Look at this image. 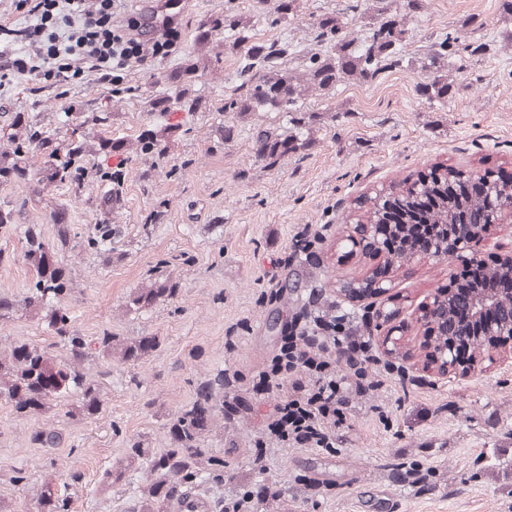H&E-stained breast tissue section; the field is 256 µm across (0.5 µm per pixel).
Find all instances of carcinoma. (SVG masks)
I'll use <instances>...</instances> for the list:
<instances>
[{
  "instance_id": "carcinoma-1",
  "label": "carcinoma",
  "mask_w": 512,
  "mask_h": 512,
  "mask_svg": "<svg viewBox=\"0 0 512 512\" xmlns=\"http://www.w3.org/2000/svg\"><path fill=\"white\" fill-rule=\"evenodd\" d=\"M302 0H279L278 23L297 15ZM228 31L239 48L240 66L250 70L259 66L265 74L252 86L245 106L277 112L297 111V86L280 67V57L288 53V46L275 47L253 38L249 28L238 22L228 24ZM404 39V29L392 21H382L369 33L365 43L354 47L352 43L336 42V55L322 58L313 54L309 58L310 81L326 88L342 79L358 75L362 78L374 73L377 65L396 53ZM173 94L154 100V108L166 115L190 112L197 103L193 95L195 70L183 67L167 76ZM180 124L166 123L159 129L147 130L137 141L128 145L122 141L104 139L100 150L107 156L119 155L129 149L151 154L161 149ZM42 131L29 126L26 134L14 142L12 157L0 162V183L23 180L25 156L41 140ZM259 154L265 158H279L289 151V141L266 131L257 135ZM85 150L84 142L74 137L67 144L65 160H48V176L60 182L77 183L80 179V161ZM468 174L481 180L501 183L492 198L474 196L467 192L469 179L461 178V171L443 164H435L417 174L410 185L391 187L382 196H371L357 202L352 221L355 224H392L394 231L403 236L409 224H455L463 212L484 215L489 223V207L496 205L499 213L512 207V186L504 187V169H485L484 172L468 170ZM56 244L42 240L39 225L30 224L25 230L24 261L36 272V280L29 287V295L22 300L0 297V321L14 316L20 308L30 307L45 311V319L67 346L68 358L58 362L36 346L21 343L0 353V399L11 404L23 416L34 415L48 409L64 393L80 397V410L88 417L98 414L102 400L96 385L85 376L82 366L92 356V343L79 336L72 326L64 304L70 293L67 269L57 259V254L70 246L75 238L73 226L57 221ZM112 228L97 225L95 233L88 236V249L107 252ZM484 280L496 288H512V271L491 263L484 271ZM177 285L161 284L156 288H143L133 296V303L143 308L151 305L159 295H175ZM155 347V340L141 336L124 350L127 360L138 359ZM200 393L206 401L200 406L183 410L171 423L169 432L174 448L153 460V468L161 476L153 482L144 498L142 512H165L168 505L192 496L189 485L200 474L197 458L200 456L198 440L209 427L212 416L224 408V374L220 373L202 385ZM62 436L55 430H37L30 442L39 448H57ZM37 512H65V503L50 488H45L37 500Z\"/></svg>"
}]
</instances>
